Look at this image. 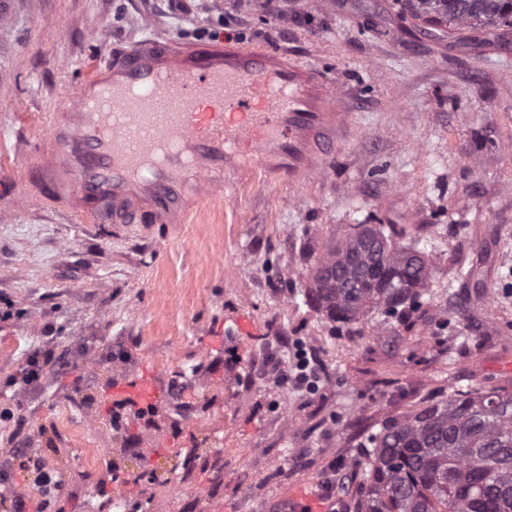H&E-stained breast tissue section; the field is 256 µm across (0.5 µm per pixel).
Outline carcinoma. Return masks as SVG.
Listing matches in <instances>:
<instances>
[{"mask_svg":"<svg viewBox=\"0 0 512 512\" xmlns=\"http://www.w3.org/2000/svg\"><path fill=\"white\" fill-rule=\"evenodd\" d=\"M448 35L504 39L512 0H397ZM432 264L381 224H356L316 261L312 301L344 327L372 311L406 320L421 305ZM350 461L362 479L352 512H512V391L454 389L382 421Z\"/></svg>","mask_w":512,"mask_h":512,"instance_id":"cac0c4a2","label":"carcinoma"}]
</instances>
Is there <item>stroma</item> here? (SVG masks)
I'll return each mask as SVG.
<instances>
[{
  "label": "stroma",
  "instance_id": "obj_1",
  "mask_svg": "<svg viewBox=\"0 0 512 512\" xmlns=\"http://www.w3.org/2000/svg\"><path fill=\"white\" fill-rule=\"evenodd\" d=\"M239 40L323 70L349 98L346 142L293 184L259 167L183 224L0 215V512L31 494L17 451L58 469L48 512H283L350 466L383 419L456 388L512 390V53L467 43L395 0H11L0 21V172L115 46ZM355 224H387L433 261L404 321L336 327L306 301L312 267ZM302 342L316 394L275 383ZM50 373L23 382L34 352ZM145 384L152 413L112 410ZM166 476V484L150 474Z\"/></svg>",
  "mask_w": 512,
  "mask_h": 512
}]
</instances>
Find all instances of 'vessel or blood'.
<instances>
[{
    "label": "vessel or blood",
    "instance_id": "1",
    "mask_svg": "<svg viewBox=\"0 0 512 512\" xmlns=\"http://www.w3.org/2000/svg\"><path fill=\"white\" fill-rule=\"evenodd\" d=\"M35 140L11 204L96 224H180L255 163L305 180L347 136L346 96L323 71L235 39L149 38L115 48Z\"/></svg>",
    "mask_w": 512,
    "mask_h": 512
}]
</instances>
